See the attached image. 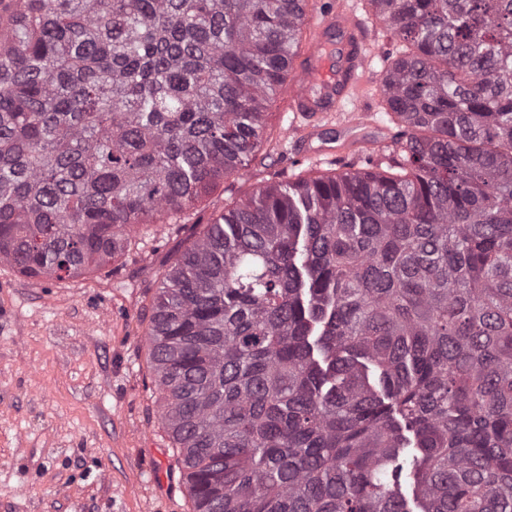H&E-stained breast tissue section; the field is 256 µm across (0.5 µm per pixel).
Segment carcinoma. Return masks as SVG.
Instances as JSON below:
<instances>
[{
	"label": "carcinoma",
	"instance_id": "1",
	"mask_svg": "<svg viewBox=\"0 0 512 512\" xmlns=\"http://www.w3.org/2000/svg\"><path fill=\"white\" fill-rule=\"evenodd\" d=\"M20 2L0 263L102 267L268 157L310 0ZM370 2L401 44L380 170L261 186L160 277L193 512H512V0Z\"/></svg>",
	"mask_w": 512,
	"mask_h": 512
}]
</instances>
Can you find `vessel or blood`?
<instances>
[{"mask_svg": "<svg viewBox=\"0 0 512 512\" xmlns=\"http://www.w3.org/2000/svg\"><path fill=\"white\" fill-rule=\"evenodd\" d=\"M306 25L309 40L292 62L287 108L313 121L354 100L372 54L360 22L344 5L308 14Z\"/></svg>", "mask_w": 512, "mask_h": 512, "instance_id": "1", "label": "vessel or blood"}]
</instances>
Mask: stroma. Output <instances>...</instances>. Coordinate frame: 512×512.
Here are the masks:
<instances>
[{
  "label": "stroma",
  "instance_id": "35a3bbf8",
  "mask_svg": "<svg viewBox=\"0 0 512 512\" xmlns=\"http://www.w3.org/2000/svg\"><path fill=\"white\" fill-rule=\"evenodd\" d=\"M375 49L363 90L371 123L349 129L353 101L329 117L327 153L298 156L285 100L268 108L274 150L218 184L184 225L151 227L112 266L61 280L26 278L0 264V512H193L179 480L141 310L161 275L233 201L275 176L317 175L339 162L366 168L391 144L380 81L395 42L366 0H343Z\"/></svg>",
  "mask_w": 512,
  "mask_h": 512
}]
</instances>
